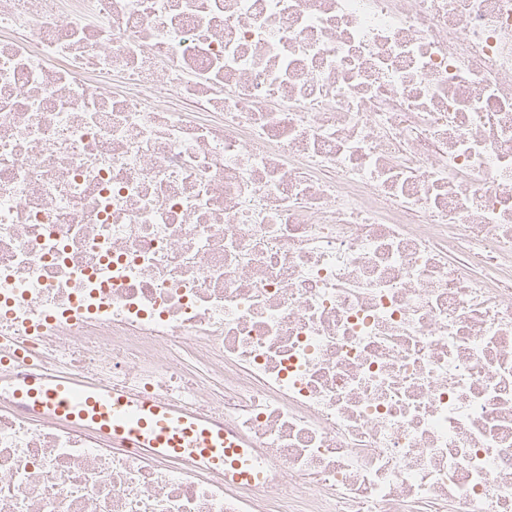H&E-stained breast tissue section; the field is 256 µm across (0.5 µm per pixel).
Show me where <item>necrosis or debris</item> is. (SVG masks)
<instances>
[{
  "instance_id": "obj_1",
  "label": "necrosis or debris",
  "mask_w": 512,
  "mask_h": 512,
  "mask_svg": "<svg viewBox=\"0 0 512 512\" xmlns=\"http://www.w3.org/2000/svg\"><path fill=\"white\" fill-rule=\"evenodd\" d=\"M59 368L263 486L14 406ZM0 512H512V0H0Z\"/></svg>"
}]
</instances>
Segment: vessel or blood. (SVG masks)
I'll return each mask as SVG.
<instances>
[{
    "label": "vessel or blood",
    "mask_w": 512,
    "mask_h": 512,
    "mask_svg": "<svg viewBox=\"0 0 512 512\" xmlns=\"http://www.w3.org/2000/svg\"><path fill=\"white\" fill-rule=\"evenodd\" d=\"M14 398L50 421L92 429L145 455L202 459L234 485H252L263 477L247 439L223 422L159 398L136 396L66 372L19 380Z\"/></svg>",
    "instance_id": "vessel-or-blood-1"
}]
</instances>
